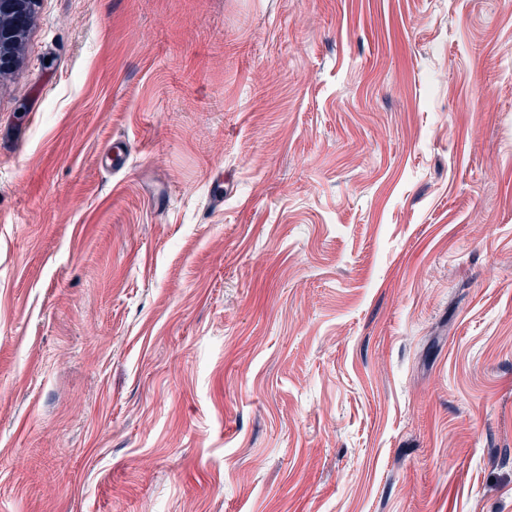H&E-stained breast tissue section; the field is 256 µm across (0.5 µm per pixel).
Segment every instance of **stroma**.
I'll use <instances>...</instances> for the list:
<instances>
[{
    "label": "stroma",
    "mask_w": 512,
    "mask_h": 512,
    "mask_svg": "<svg viewBox=\"0 0 512 512\" xmlns=\"http://www.w3.org/2000/svg\"><path fill=\"white\" fill-rule=\"evenodd\" d=\"M0 512H512V0H37Z\"/></svg>",
    "instance_id": "35a3bbf8"
}]
</instances>
